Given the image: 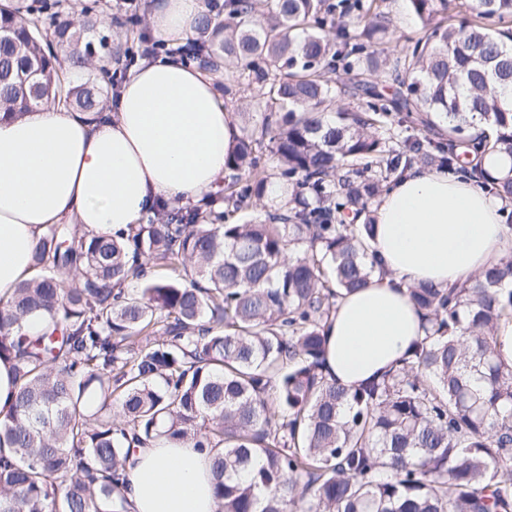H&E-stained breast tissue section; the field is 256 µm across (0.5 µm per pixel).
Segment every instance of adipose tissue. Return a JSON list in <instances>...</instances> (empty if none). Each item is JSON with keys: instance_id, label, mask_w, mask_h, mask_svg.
I'll list each match as a JSON object with an SVG mask.
<instances>
[{"instance_id": "1", "label": "adipose tissue", "mask_w": 512, "mask_h": 512, "mask_svg": "<svg viewBox=\"0 0 512 512\" xmlns=\"http://www.w3.org/2000/svg\"><path fill=\"white\" fill-rule=\"evenodd\" d=\"M203 0H149L147 28L188 41ZM241 135L213 76L166 55L128 69L99 112L37 107L0 114V298L35 277L33 249L51 224L115 236L213 190ZM500 198L444 169H413L374 208L375 275L344 294L326 329L325 367L348 389L379 377L424 334L410 287L455 288L512 246ZM130 512H217L211 452L160 439L126 461Z\"/></svg>"}]
</instances>
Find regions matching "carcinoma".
<instances>
[{
    "label": "carcinoma",
    "mask_w": 512,
    "mask_h": 512,
    "mask_svg": "<svg viewBox=\"0 0 512 512\" xmlns=\"http://www.w3.org/2000/svg\"><path fill=\"white\" fill-rule=\"evenodd\" d=\"M137 2L107 22L60 0L0 10V113L100 111L102 88L63 71L151 45ZM403 4L418 33L397 51L389 0H205L183 58L232 73L224 95L257 101L261 128L196 207L121 238L47 226L38 276L0 299L19 384L0 512H129L124 460L159 438L216 451L218 512L301 498L303 512H512V366L496 350L511 257L458 288H410L425 335L380 377L349 390L324 369L337 298L374 272L370 205L394 177L467 173L459 141L511 162L473 173L512 202V0ZM267 151L284 203L254 217ZM177 266L183 282L153 274Z\"/></svg>",
    "instance_id": "cac0c4a2"
}]
</instances>
